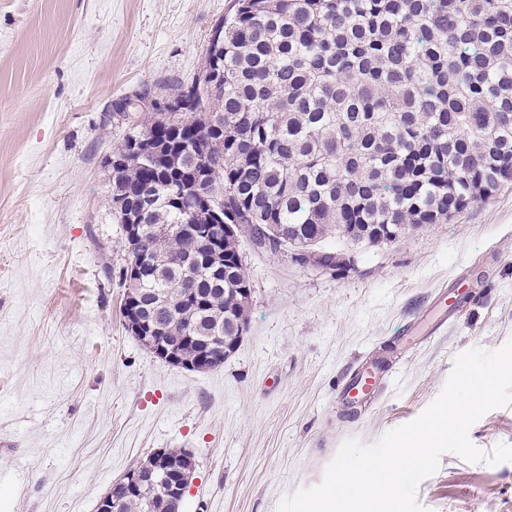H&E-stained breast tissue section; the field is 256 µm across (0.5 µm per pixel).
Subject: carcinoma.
<instances>
[{"label": "carcinoma", "instance_id": "obj_1", "mask_svg": "<svg viewBox=\"0 0 512 512\" xmlns=\"http://www.w3.org/2000/svg\"><path fill=\"white\" fill-rule=\"evenodd\" d=\"M223 42L198 79L166 83L169 108L135 109L145 86L112 105L128 127L112 155L119 223L157 226L142 251L157 278L128 276L124 297L163 324L175 352L217 367L243 335L251 286L238 236L277 251L329 238L394 242L512 182V0H235ZM132 111H126V108ZM153 151L133 155L132 142ZM223 201L224 281L207 266L170 269L197 254L175 232L206 224ZM167 483L121 494L112 512H181Z\"/></svg>", "mask_w": 512, "mask_h": 512}]
</instances>
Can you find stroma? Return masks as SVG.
<instances>
[{
    "label": "stroma",
    "instance_id": "stroma-1",
    "mask_svg": "<svg viewBox=\"0 0 512 512\" xmlns=\"http://www.w3.org/2000/svg\"><path fill=\"white\" fill-rule=\"evenodd\" d=\"M232 0H0V512H96L136 459L182 448V512H277L319 485L349 439L377 442L438 396L454 357L512 338V184L396 242L344 245L337 270L239 251L249 321L220 367L162 362L124 327L127 254L106 124L142 85L192 81ZM448 292L440 333L408 346L370 404L337 402L345 370L390 357ZM512 445V406L468 431ZM427 512H512V462L446 453Z\"/></svg>",
    "mask_w": 512,
    "mask_h": 512
}]
</instances>
